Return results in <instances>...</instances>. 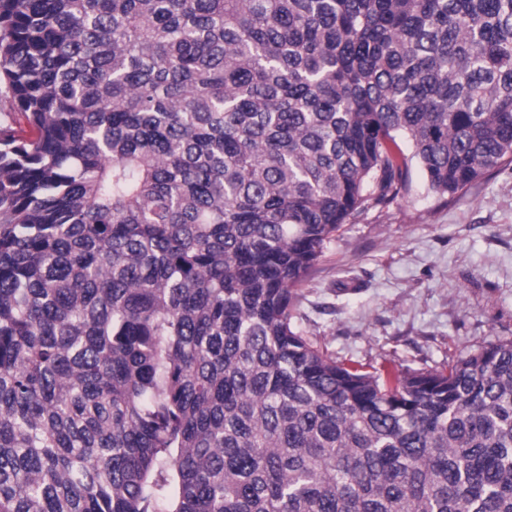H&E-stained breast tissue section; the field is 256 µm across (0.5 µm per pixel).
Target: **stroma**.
Masks as SVG:
<instances>
[{
  "mask_svg": "<svg viewBox=\"0 0 512 512\" xmlns=\"http://www.w3.org/2000/svg\"><path fill=\"white\" fill-rule=\"evenodd\" d=\"M301 327L337 360L434 370L512 338V168L444 199L404 196L337 232L302 287Z\"/></svg>",
  "mask_w": 512,
  "mask_h": 512,
  "instance_id": "obj_1",
  "label": "stroma"
}]
</instances>
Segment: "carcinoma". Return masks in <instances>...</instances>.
I'll return each mask as SVG.
<instances>
[{
    "mask_svg": "<svg viewBox=\"0 0 512 512\" xmlns=\"http://www.w3.org/2000/svg\"><path fill=\"white\" fill-rule=\"evenodd\" d=\"M0 512H512V338L336 360L351 217L512 166V0H0Z\"/></svg>",
    "mask_w": 512,
    "mask_h": 512,
    "instance_id": "1",
    "label": "carcinoma"
}]
</instances>
